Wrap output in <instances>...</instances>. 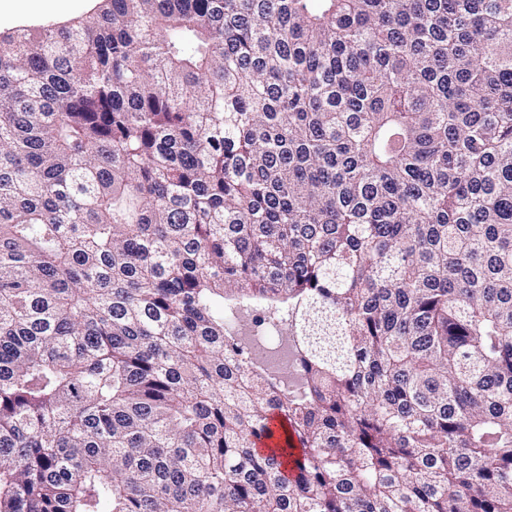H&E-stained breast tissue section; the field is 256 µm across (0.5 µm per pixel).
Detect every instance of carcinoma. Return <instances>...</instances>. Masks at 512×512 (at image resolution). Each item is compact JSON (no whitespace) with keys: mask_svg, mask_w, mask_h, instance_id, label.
I'll use <instances>...</instances> for the list:
<instances>
[{"mask_svg":"<svg viewBox=\"0 0 512 512\" xmlns=\"http://www.w3.org/2000/svg\"><path fill=\"white\" fill-rule=\"evenodd\" d=\"M0 35V512H512V0H101Z\"/></svg>","mask_w":512,"mask_h":512,"instance_id":"obj_1","label":"carcinoma"}]
</instances>
